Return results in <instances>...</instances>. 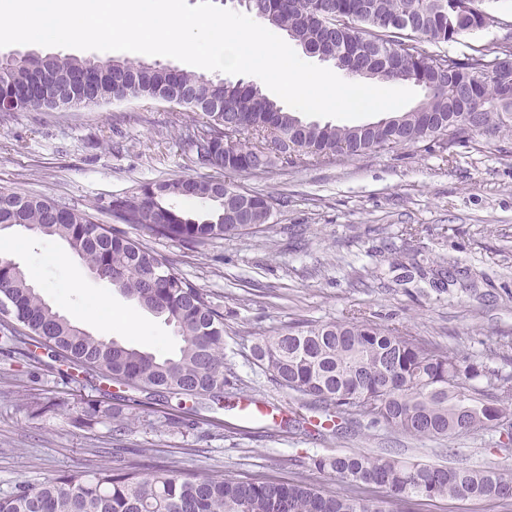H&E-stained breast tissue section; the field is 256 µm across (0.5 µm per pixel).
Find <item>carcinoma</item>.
Wrapping results in <instances>:
<instances>
[{
	"label": "carcinoma",
	"mask_w": 512,
	"mask_h": 512,
	"mask_svg": "<svg viewBox=\"0 0 512 512\" xmlns=\"http://www.w3.org/2000/svg\"><path fill=\"white\" fill-rule=\"evenodd\" d=\"M486 0H251L248 13L284 32L297 45L326 47L342 59L340 69L379 83L412 84L423 100L406 112L383 117L387 124L336 125L305 122L263 94L255 82L214 83L202 75L128 59H78L35 53L6 57L4 91L16 97L11 111L35 101L49 104L78 77L97 78L86 91L88 106L118 96L158 100L188 95L184 108L201 116L198 127L233 133L189 149L214 154L226 173L292 164L300 157L330 162L339 155L433 142L447 150L480 132L512 126V42H493L471 53L450 55L420 47L458 42L475 32L458 22L463 8L491 16ZM243 190L233 183L186 176L149 183L112 201L110 213L156 238L197 248L218 237L233 238L260 228L271 212L268 198L254 193L241 211ZM193 198L214 203L201 218L166 204ZM20 227L67 242L73 253L122 294L172 325L179 353L160 358L106 340L74 325L54 310L12 259L0 258V297L9 308L0 315L16 321L4 337L7 357L35 360L37 350L70 368L108 382L131 385L160 400L209 398L224 401L233 385L224 375V315L203 289L186 279L159 253L111 224L46 196L0 190V228ZM252 356L270 380L309 399L318 415L298 416L322 437L343 429L352 415L367 417L414 438L452 440L474 430L505 434L499 424L512 416V378L485 364L458 356L363 318L288 329L266 336ZM82 399L73 421L108 420L124 436L157 413L138 404L127 411L112 404V392ZM128 448L112 449L121 462L111 467L45 472L35 482L16 483L0 493V512H403L418 499L512 501V469H477L463 463L435 466L392 455L336 454L310 458V468L339 485L327 493L303 479H238L151 468Z\"/></svg>",
	"instance_id": "1"
}]
</instances>
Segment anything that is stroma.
I'll return each mask as SVG.
<instances>
[{
	"instance_id": "35a3bbf8",
	"label": "stroma",
	"mask_w": 512,
	"mask_h": 512,
	"mask_svg": "<svg viewBox=\"0 0 512 512\" xmlns=\"http://www.w3.org/2000/svg\"><path fill=\"white\" fill-rule=\"evenodd\" d=\"M194 113L157 101L0 113V188L47 196L111 223L114 198L182 176L219 177L182 141ZM231 182L269 196L261 231L216 238L189 249L142 237L224 314V372L238 392L223 404L200 400L196 429L139 424L116 442L108 422L81 427L70 408L100 381L42 357L0 355V492L47 471L111 465L116 445L138 449L150 465L198 475L306 479L334 489L305 466L315 455L391 454L404 460L475 468L512 467V448L497 433L472 431L453 440L414 439L383 427L349 424L320 440L285 427L309 407L255 364L260 338L289 327L356 316L398 328L512 377V131L478 133L450 150L411 147L298 161L234 174ZM26 242L13 259L44 300L71 322L98 301L112 307L108 340L163 357L180 340L163 318L96 279L69 246L21 228ZM456 285L434 287L438 271ZM143 333L128 334L124 312ZM271 404L262 420L245 417L244 399ZM50 404L32 414L31 401Z\"/></svg>"
}]
</instances>
